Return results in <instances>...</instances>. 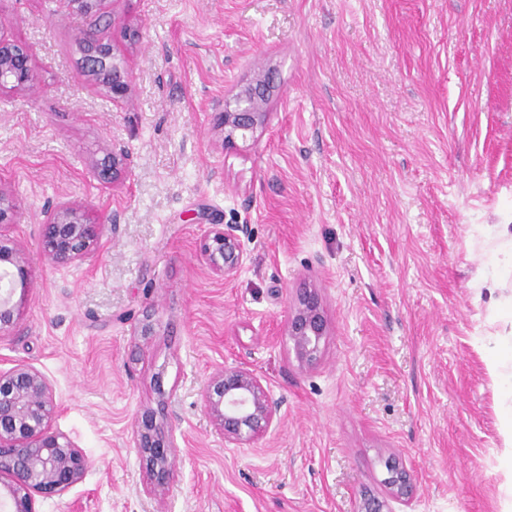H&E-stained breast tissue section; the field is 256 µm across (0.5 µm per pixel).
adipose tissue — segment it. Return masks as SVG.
Instances as JSON below:
<instances>
[{
    "label": "adipose tissue",
    "instance_id": "1",
    "mask_svg": "<svg viewBox=\"0 0 512 512\" xmlns=\"http://www.w3.org/2000/svg\"><path fill=\"white\" fill-rule=\"evenodd\" d=\"M484 364L500 389L498 409L503 457L512 462V332L489 337L485 345Z\"/></svg>",
    "mask_w": 512,
    "mask_h": 512
}]
</instances>
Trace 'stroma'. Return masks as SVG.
Segmentation results:
<instances>
[{
	"instance_id": "35a3bbf8",
	"label": "stroma",
	"mask_w": 512,
	"mask_h": 512,
	"mask_svg": "<svg viewBox=\"0 0 512 512\" xmlns=\"http://www.w3.org/2000/svg\"><path fill=\"white\" fill-rule=\"evenodd\" d=\"M134 74L119 103L81 71L87 20L62 0H0L38 91L0 94V187L17 200L32 286L0 368L50 381L53 425L85 478L36 512H357L387 460L407 512H502L499 388L477 294L490 225H512V0H108ZM273 71L271 122L225 147L224 99ZM133 167L93 170L103 142ZM70 200L105 229L78 265L40 256L44 212ZM245 224L237 275L200 246ZM331 334L318 364L286 334L305 283ZM149 335H142V323ZM247 367L277 404L267 433L226 442L201 407L213 373ZM169 393L174 480L155 498L131 433ZM388 472V471H387ZM385 482L391 492V498L398 501L401 505L409 507L417 493V487L412 482L408 472L398 467L396 472H388Z\"/></svg>"
}]
</instances>
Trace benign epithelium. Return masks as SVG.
<instances>
[{
  "mask_svg": "<svg viewBox=\"0 0 512 512\" xmlns=\"http://www.w3.org/2000/svg\"><path fill=\"white\" fill-rule=\"evenodd\" d=\"M72 12L89 19L83 33V69L95 85L112 99L125 98L132 86V71L114 53L112 44L100 36V27H114L119 21L107 11L106 0H63ZM272 73L257 76L241 88L231 101H224L217 124L224 145L237 146L255 138L269 122L266 106L274 92ZM37 88L27 47L0 35V92ZM132 157L115 142L105 145L96 167L116 184L132 169ZM17 213L16 200L0 189V223L9 224ZM101 225L90 222L86 211L71 201H60L45 212L40 224L42 258L67 267L80 261L97 243ZM246 224H215L201 245V256L209 267L226 279L234 277L244 261L243 238ZM31 288V262L14 240L0 236V332L13 328L19 319L15 293L25 297ZM287 335L293 341L299 361L312 365L320 357L329 326L318 288L300 289L290 309ZM209 419L230 443L262 437L273 423L277 406L260 378L251 370L224 367L211 377L202 395ZM57 411L48 379L35 367L17 364L0 369V512H35V495H56L84 478L90 467L87 457L67 436L56 431ZM158 412L145 409L132 426V441L149 475L144 492L155 496L173 480L171 431L157 420ZM391 498L410 506L417 487L402 468L385 479Z\"/></svg>",
  "mask_w": 512,
  "mask_h": 512,
  "instance_id": "7a95c632",
  "label": "benign epithelium"
}]
</instances>
